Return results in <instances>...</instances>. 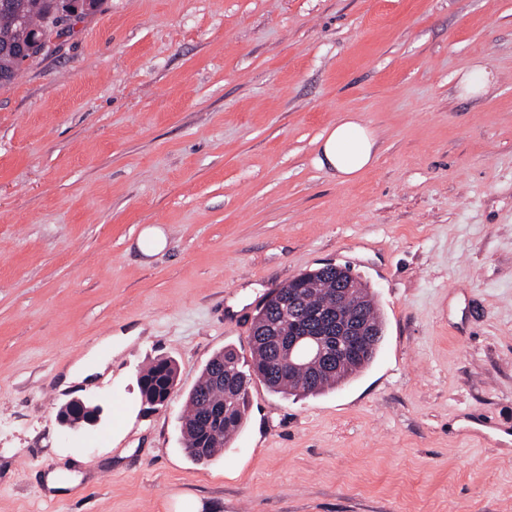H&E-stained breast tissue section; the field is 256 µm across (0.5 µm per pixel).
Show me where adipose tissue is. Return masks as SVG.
<instances>
[{"instance_id":"obj_1","label":"adipose tissue","mask_w":512,"mask_h":512,"mask_svg":"<svg viewBox=\"0 0 512 512\" xmlns=\"http://www.w3.org/2000/svg\"><path fill=\"white\" fill-rule=\"evenodd\" d=\"M316 162L342 182L356 180L376 160V137L362 121L341 118L319 140Z\"/></svg>"}]
</instances>
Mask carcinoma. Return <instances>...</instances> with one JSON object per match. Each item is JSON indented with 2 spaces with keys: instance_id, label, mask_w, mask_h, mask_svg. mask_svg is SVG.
<instances>
[{
  "instance_id": "carcinoma-1",
  "label": "carcinoma",
  "mask_w": 512,
  "mask_h": 512,
  "mask_svg": "<svg viewBox=\"0 0 512 512\" xmlns=\"http://www.w3.org/2000/svg\"><path fill=\"white\" fill-rule=\"evenodd\" d=\"M60 0H0V45H14L38 56L48 49L37 38L51 29ZM22 63L9 54H0V75L7 84L15 79ZM350 272L330 264L294 277L269 299L255 317L250 336L251 364H245L238 351L226 347L205 365L200 383L189 392L183 415L182 434L185 449H205V460L224 447L230 436L243 429L248 410V391L254 380L282 395H314L335 389L366 369L374 360L383 339L384 326L367 287L360 288L357 302L346 308V318L362 317L378 327L373 346L363 357L353 359L341 369L284 366L282 337L278 329L288 328V294H293L304 311L336 305V270ZM177 377L171 359H159L143 374L140 394L149 399L172 386Z\"/></svg>"
}]
</instances>
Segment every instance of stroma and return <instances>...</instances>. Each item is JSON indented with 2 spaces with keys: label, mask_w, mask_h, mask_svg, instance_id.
Instances as JSON below:
<instances>
[{
  "label": "stroma",
  "mask_w": 512,
  "mask_h": 512,
  "mask_svg": "<svg viewBox=\"0 0 512 512\" xmlns=\"http://www.w3.org/2000/svg\"><path fill=\"white\" fill-rule=\"evenodd\" d=\"M476 64L490 87L461 98ZM346 115L378 147L350 183L315 162ZM329 262L374 295V363L305 398L254 382L196 463L205 364ZM158 358L177 387L151 411ZM74 398L97 425L62 430ZM189 504L512 512V0H103L0 85V512ZM177 377V369L175 363L171 359H159L153 363L143 374V388L140 390L141 395H145L148 399L156 397L153 401L148 402L142 399L144 405H148V409L158 410L166 407L172 394V390H167L172 386ZM161 393H163L161 395ZM161 395V396H160Z\"/></svg>",
  "instance_id": "stroma-1"
}]
</instances>
